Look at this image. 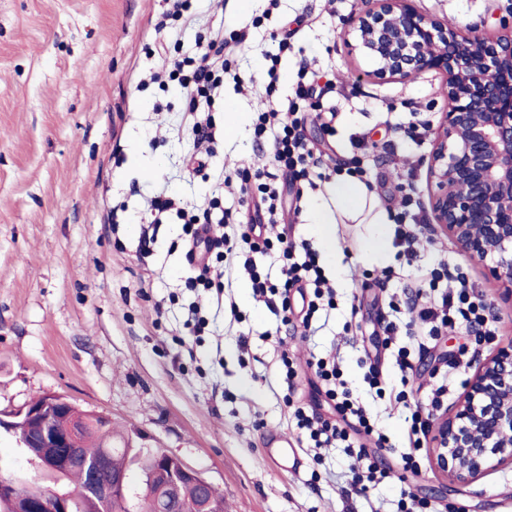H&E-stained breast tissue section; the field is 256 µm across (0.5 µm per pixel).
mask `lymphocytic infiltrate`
<instances>
[{
  "label": "lymphocytic infiltrate",
  "instance_id": "f902f5d3",
  "mask_svg": "<svg viewBox=\"0 0 512 512\" xmlns=\"http://www.w3.org/2000/svg\"><path fill=\"white\" fill-rule=\"evenodd\" d=\"M223 41V32H216L210 45L200 47L193 57L172 61L148 75L149 81L175 82L186 89V125L200 146L211 144L216 138L213 112L224 92V81L229 70L224 58L214 53L213 47ZM316 91L314 85L299 83L296 99L289 107L269 106L257 112L253 119L257 140L269 147L270 163L286 172L290 177L289 182L309 180L314 169L321 165L320 157L304 135V111ZM288 184L274 181L261 169L242 173L239 190L252 198L253 212L246 215L244 230L239 235L228 230L233 222L231 211L223 212L219 224L211 223V211L220 206V200L216 197L190 207L178 199L159 196L151 202V215L156 224H166L177 218L190 225L187 250L199 248L206 255L204 263L198 267L197 276L190 280L191 287L212 288L211 255L227 257L233 251L235 239H242L248 244L250 254L242 265H225V273L230 276L240 272L247 274L256 299L269 304L280 303L283 314H298L301 324L308 329L321 314L334 309L336 289L319 263L318 251L310 243H294L286 227L276 237L267 234L268 225L279 222L288 201ZM275 245L280 247L283 261V280L278 285L262 278L252 259L254 253ZM427 284L428 299L425 306L418 310L417 317L429 325L432 334L454 329L461 323L478 331L486 327L488 317L485 301L475 295L472 284L464 276L451 271L447 260H439L437 269L431 270ZM397 332L396 323L388 322L383 328L381 345L392 349L401 372L403 389L391 398L390 403L393 407L410 411L411 424L406 435L408 448L403 459L406 469L415 472L419 469L417 460L422 455L430 419L424 414L425 408L411 405L405 387L410 383L411 352L416 348L424 349L425 344L415 339L410 345L397 346ZM309 366L324 386L327 397L335 400L337 414L326 418L303 407H294L292 416L298 432L297 442L314 452L338 445L348 448L352 458L350 471L353 481L360 490H367L369 484L381 482L388 473L370 462L366 448L357 447L356 441L361 436L371 437L381 448L385 446L386 438L378 432L364 406L352 399L341 367L334 357L312 358Z\"/></svg>",
  "mask_w": 512,
  "mask_h": 512
}]
</instances>
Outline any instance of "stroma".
I'll return each instance as SVG.
<instances>
[{
  "label": "stroma",
  "mask_w": 512,
  "mask_h": 512,
  "mask_svg": "<svg viewBox=\"0 0 512 512\" xmlns=\"http://www.w3.org/2000/svg\"><path fill=\"white\" fill-rule=\"evenodd\" d=\"M419 11L457 26L494 33L512 18V0H415ZM366 0H191L193 19L158 29L167 0H0V411L59 393L85 410L111 417L139 435L141 447L161 448L219 488L229 512H394L401 491L427 500L433 512H512V467L487 470L462 484L425 458L419 473L403 471L408 423L404 411L377 396L363 376L366 352L389 321L407 322L390 301L414 297L420 271L447 258L491 303L492 335L469 327L429 335L413 359L412 398L429 402L436 376L449 374L456 401L472 363L512 340V301L480 263L458 254L433 224L427 158L448 109L446 79L428 71L411 80L380 82L347 35ZM297 35L283 55L273 95L239 82L259 77L265 52L276 51L281 24ZM247 32L248 47L227 52L237 81L224 101L253 113L266 99H294L296 73L307 65L334 92L314 98L307 140L325 155V180L360 165L379 208L415 228L417 256L397 252L371 262L363 254L370 225L340 218L341 252L326 270L336 286L328 323L311 336L286 326L246 291L249 279L224 281L239 312L231 317L215 294L187 288L193 275L184 224L160 225L149 251L142 228L150 201L166 193L196 205L211 197L239 211L238 195L222 182L264 164L266 147L253 135L217 134L200 172L181 124L186 93L177 86L142 85L161 66L159 43L191 57L211 32ZM336 115L326 131L319 115ZM247 346H240V337ZM299 366L293 386L275 372L281 352ZM335 355L354 394L388 439L371 448L390 476L366 493L350 486L345 449L320 457L300 450L293 472L264 458V437L291 433L289 401L330 415L309 355Z\"/></svg>",
  "instance_id": "35a3bbf8"
}]
</instances>
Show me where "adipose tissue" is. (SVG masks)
I'll use <instances>...</instances> for the list:
<instances>
[{
    "mask_svg": "<svg viewBox=\"0 0 512 512\" xmlns=\"http://www.w3.org/2000/svg\"><path fill=\"white\" fill-rule=\"evenodd\" d=\"M361 219L362 223L377 225L378 231L370 242L369 257L386 256L390 236L385 216L377 211L374 195L357 177L346 174L327 183L307 208L304 220L320 239L328 259H336L340 244L337 236V216Z\"/></svg>",
    "mask_w": 512,
    "mask_h": 512,
    "instance_id": "obj_1",
    "label": "adipose tissue"
}]
</instances>
